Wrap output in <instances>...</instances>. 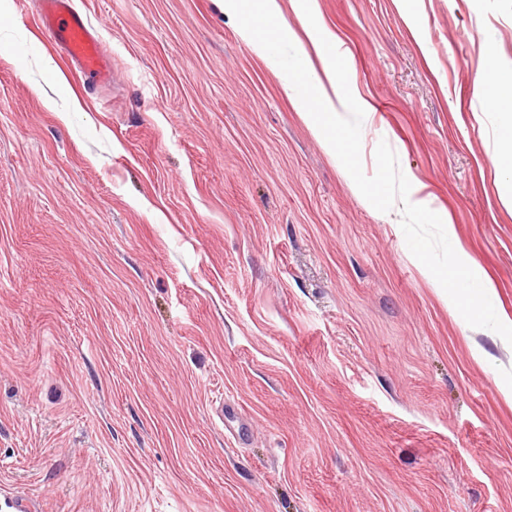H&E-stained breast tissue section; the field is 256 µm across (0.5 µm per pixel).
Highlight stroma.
Returning <instances> with one entry per match:
<instances>
[{"label":"stroma","instance_id":"1","mask_svg":"<svg viewBox=\"0 0 512 512\" xmlns=\"http://www.w3.org/2000/svg\"><path fill=\"white\" fill-rule=\"evenodd\" d=\"M75 4L97 93L0 0V512H512V0H317L350 175L224 0ZM480 90L500 120L498 147L492 156L494 166L508 175L503 201L512 207V68L492 62L489 77L480 81ZM360 192L371 201H382L389 210L398 209L399 203H404L400 186L396 187L393 180H383L372 185L360 186Z\"/></svg>","mask_w":512,"mask_h":512}]
</instances>
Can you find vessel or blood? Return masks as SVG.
<instances>
[{"mask_svg":"<svg viewBox=\"0 0 512 512\" xmlns=\"http://www.w3.org/2000/svg\"><path fill=\"white\" fill-rule=\"evenodd\" d=\"M37 22L60 54L87 82L96 86L112 81V57L98 31L91 26L75 0H38Z\"/></svg>","mask_w":512,"mask_h":512,"instance_id":"b4317fda","label":"vessel or blood"}]
</instances>
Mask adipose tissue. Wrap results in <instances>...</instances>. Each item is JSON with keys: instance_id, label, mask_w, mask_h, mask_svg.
Wrapping results in <instances>:
<instances>
[{"instance_id": "ef3b65f1", "label": "adipose tissue", "mask_w": 512, "mask_h": 512, "mask_svg": "<svg viewBox=\"0 0 512 512\" xmlns=\"http://www.w3.org/2000/svg\"><path fill=\"white\" fill-rule=\"evenodd\" d=\"M224 9L239 18L242 37L262 59H273L278 42L291 35L290 29L280 23L278 0H224ZM311 42L322 61L321 69H314L308 55L293 58L285 89L327 150L345 161L358 152L359 144L349 125L341 122L338 109L355 102L357 96L332 53L330 35L323 31L313 33ZM480 90L500 120L499 142L492 162L509 177L503 201L512 206V68L492 64Z\"/></svg>"}]
</instances>
